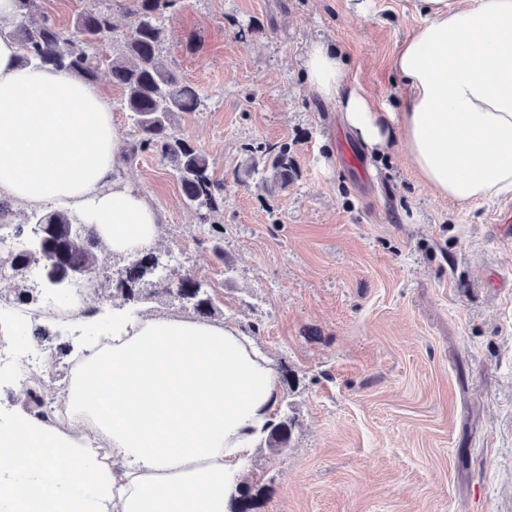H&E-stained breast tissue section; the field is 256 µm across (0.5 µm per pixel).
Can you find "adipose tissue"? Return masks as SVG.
<instances>
[{
    "label": "adipose tissue",
    "mask_w": 512,
    "mask_h": 512,
    "mask_svg": "<svg viewBox=\"0 0 512 512\" xmlns=\"http://www.w3.org/2000/svg\"><path fill=\"white\" fill-rule=\"evenodd\" d=\"M423 24L395 52L397 110L312 45L306 80L367 147L408 149L420 182L460 204L512 193V0H413ZM0 0V200L77 213L113 253L148 252L160 215L115 168L123 134L101 89L20 65ZM65 390L73 433L21 410L0 420V512H229L279 381L233 323L113 313ZM100 441L109 449L98 456Z\"/></svg>",
    "instance_id": "obj_1"
}]
</instances>
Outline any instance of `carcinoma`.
<instances>
[{
  "label": "carcinoma",
  "instance_id": "cac0c4a2",
  "mask_svg": "<svg viewBox=\"0 0 512 512\" xmlns=\"http://www.w3.org/2000/svg\"><path fill=\"white\" fill-rule=\"evenodd\" d=\"M15 2L18 16L11 35L22 50L20 64L51 65L88 82L96 80L100 66H108L112 83L123 93L121 108L127 112L134 136L133 150H150L166 162L198 223L211 233L224 234V225L217 221L224 183L213 177L208 159L197 147L171 131L178 114L196 112L203 106L199 90L168 66L162 56V22L177 0H127L132 23L117 38L111 35L112 0H88L69 28L51 20L42 11L40 0ZM246 152L251 157L249 172L268 173L283 187L293 179L288 147H249ZM26 224L30 226L29 246L15 249L4 259L11 269L38 266L46 270L52 265L67 277L48 283L67 288L80 281L83 274L94 278L111 268L110 253L93 226L75 215L63 210L31 212ZM24 225H16L15 236L21 235ZM167 269L168 265L160 263L152 252L135 256L117 271L124 301L137 303L162 293L191 303L202 320L211 316L213 298L200 294L193 274L186 270L170 280L163 277ZM291 427L289 417L271 423L269 447L276 451L288 447Z\"/></svg>",
  "mask_w": 512,
  "mask_h": 512
}]
</instances>
